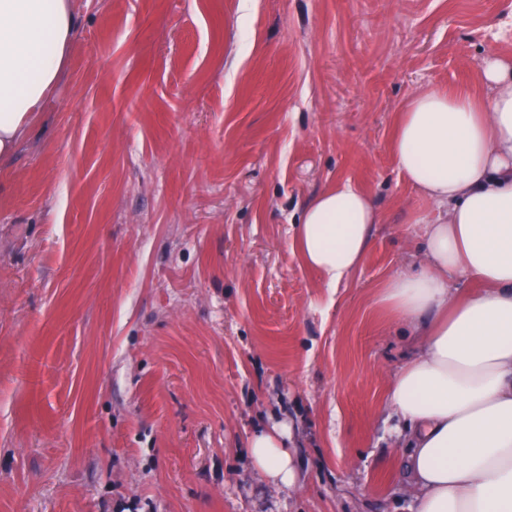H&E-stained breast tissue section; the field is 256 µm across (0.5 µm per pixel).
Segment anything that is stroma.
Wrapping results in <instances>:
<instances>
[{"label": "stroma", "instance_id": "obj_1", "mask_svg": "<svg viewBox=\"0 0 512 512\" xmlns=\"http://www.w3.org/2000/svg\"><path fill=\"white\" fill-rule=\"evenodd\" d=\"M61 80L0 163V512H413L376 301L435 207L390 141L483 93L512 0H72ZM348 180L381 213L326 287L292 226ZM292 420L300 478L246 456Z\"/></svg>", "mask_w": 512, "mask_h": 512}]
</instances>
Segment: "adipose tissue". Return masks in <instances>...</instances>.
I'll return each mask as SVG.
<instances>
[{
  "label": "adipose tissue",
  "instance_id": "obj_1",
  "mask_svg": "<svg viewBox=\"0 0 512 512\" xmlns=\"http://www.w3.org/2000/svg\"><path fill=\"white\" fill-rule=\"evenodd\" d=\"M71 0H0V161L67 64ZM487 96L417 92L400 114L392 152L437 206L421 229L424 262L386 280L378 304L417 336L389 401L414 444L415 512H512V59L487 58ZM379 211L348 181L315 195L293 227L299 256L325 285L346 282L367 254ZM481 284L461 296L449 279ZM289 425L252 434L254 466L290 489L298 479Z\"/></svg>",
  "mask_w": 512,
  "mask_h": 512
}]
</instances>
